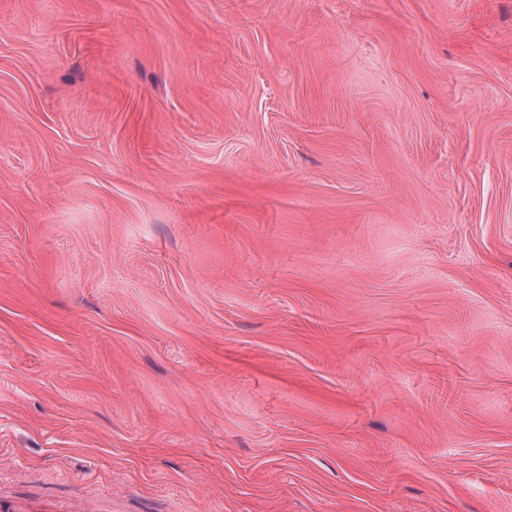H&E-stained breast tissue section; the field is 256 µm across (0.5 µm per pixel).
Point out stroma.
I'll return each mask as SVG.
<instances>
[{"instance_id":"35a3bbf8","label":"stroma","mask_w":512,"mask_h":512,"mask_svg":"<svg viewBox=\"0 0 512 512\" xmlns=\"http://www.w3.org/2000/svg\"><path fill=\"white\" fill-rule=\"evenodd\" d=\"M0 512H512V0H0Z\"/></svg>"}]
</instances>
